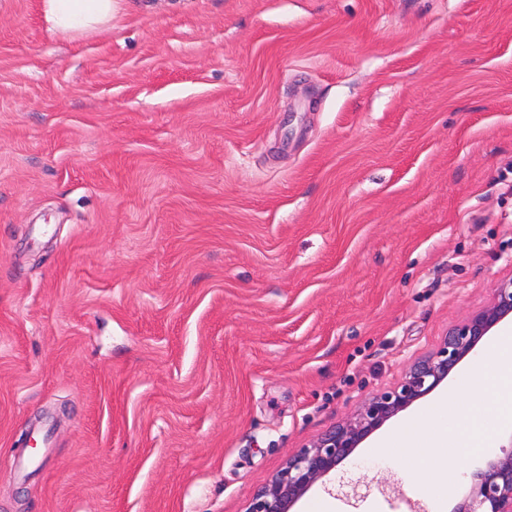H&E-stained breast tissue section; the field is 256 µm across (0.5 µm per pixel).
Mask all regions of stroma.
<instances>
[{
    "instance_id": "1",
    "label": "stroma",
    "mask_w": 512,
    "mask_h": 512,
    "mask_svg": "<svg viewBox=\"0 0 512 512\" xmlns=\"http://www.w3.org/2000/svg\"><path fill=\"white\" fill-rule=\"evenodd\" d=\"M0 0V512H246L512 279V0ZM291 512H452L403 427ZM47 441L24 440L39 423ZM42 19L56 35L82 36L112 26L117 0H38Z\"/></svg>"
}]
</instances>
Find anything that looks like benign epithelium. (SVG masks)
Segmentation results:
<instances>
[{"label": "benign epithelium", "instance_id": "1", "mask_svg": "<svg viewBox=\"0 0 512 512\" xmlns=\"http://www.w3.org/2000/svg\"><path fill=\"white\" fill-rule=\"evenodd\" d=\"M512 315V280L497 289L493 302L456 325L443 343L418 361L394 387L375 395L355 418L323 434L293 456L269 484L252 497L246 512H290L317 481L327 476L373 431L437 388L493 328ZM454 512H512V449L487 459Z\"/></svg>", "mask_w": 512, "mask_h": 512}]
</instances>
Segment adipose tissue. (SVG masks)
Returning <instances> with one entry per match:
<instances>
[{
	"label": "adipose tissue",
	"instance_id": "obj_1",
	"mask_svg": "<svg viewBox=\"0 0 512 512\" xmlns=\"http://www.w3.org/2000/svg\"><path fill=\"white\" fill-rule=\"evenodd\" d=\"M117 0H39V12L51 33L62 36L92 34L112 25ZM494 370L486 375L484 402L470 406L456 419H449L443 406L430 413L431 432L438 448H457L469 454L484 452L490 445L485 428L488 409L502 417L512 416V341L493 351Z\"/></svg>",
	"mask_w": 512,
	"mask_h": 512
}]
</instances>
